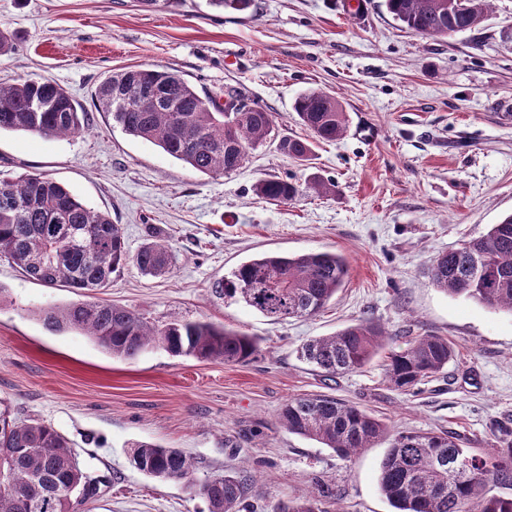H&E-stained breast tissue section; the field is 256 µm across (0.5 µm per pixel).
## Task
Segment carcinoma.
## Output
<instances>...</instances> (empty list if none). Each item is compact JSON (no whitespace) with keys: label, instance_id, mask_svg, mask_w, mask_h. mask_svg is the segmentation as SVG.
Returning a JSON list of instances; mask_svg holds the SVG:
<instances>
[{"label":"carcinoma","instance_id":"1","mask_svg":"<svg viewBox=\"0 0 512 512\" xmlns=\"http://www.w3.org/2000/svg\"><path fill=\"white\" fill-rule=\"evenodd\" d=\"M450 0H385L394 20L423 36L446 37L478 29L492 0H465L467 7L448 9ZM96 99L101 111L128 135L156 144L169 156L211 178L237 171L251 150L273 130V113L249 103L237 90L224 99L251 108L226 112L217 96L200 94L172 69L130 67L103 80ZM300 124L318 141H336L347 132L349 116L336 97L309 89L294 101ZM84 111L57 82L25 78L0 83V131L40 137L75 136L85 130ZM288 157L310 160L313 143L284 138ZM334 185L314 176L305 185L290 179L258 181V196L288 203L311 191L319 196ZM0 255L49 287L76 291L105 288L112 274L133 263L141 274L170 273L174 255L167 244L148 242L130 254L120 225L62 184L42 174L0 178ZM345 257L332 252L298 255L265 253L246 261L215 288L228 301H243L265 318L279 322L319 313L348 276ZM434 285L447 294L475 300L512 313V214L484 234L438 254L430 266ZM44 327L55 333L79 331L117 358L133 359L150 347L173 356L235 365L257 352L254 338L210 322L174 319L150 324L135 311L101 301H79L38 310ZM395 335L380 323L362 318L330 336L311 339L300 357L328 381L364 368L384 348L386 382L410 394L443 372L453 355L448 339L426 334L403 350L391 348ZM291 434L315 440L347 463L388 439L377 483L395 512H512V497L489 495V484L512 483V441L487 455L462 448L446 431H395L358 405L330 393L288 400L279 412ZM132 461L140 472L159 480H182L205 499L208 512H251L250 476L241 472L196 480L194 459L177 448L136 443ZM0 465L7 468L19 496L0 489V512H71L69 490L95 498L101 480L80 466L66 439L53 427L12 417L0 402ZM316 492L281 504L278 512H341L336 487L318 480Z\"/></svg>","mask_w":512,"mask_h":512}]
</instances>
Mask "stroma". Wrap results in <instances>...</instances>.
<instances>
[{
  "mask_svg": "<svg viewBox=\"0 0 512 512\" xmlns=\"http://www.w3.org/2000/svg\"><path fill=\"white\" fill-rule=\"evenodd\" d=\"M15 34L0 82L47 77L88 114L84 133L41 138L0 132V176L40 172L120 224L127 248L166 241L170 274H113L98 300L147 321H207L257 339L250 362L175 357L160 347L112 357L77 332L53 333L36 311L79 296L26 278L0 258V401L17 418L49 425L104 485L91 512H207L184 482L144 475L133 444L177 448L197 480L251 475L256 512L335 485L344 512H392L377 475L382 440L352 463L282 427L288 400L330 393L395 429L448 430L485 454L512 429V313L444 293L429 276L439 252L478 237L512 213V0H494L475 31L448 38L401 28L385 0L346 12L340 0H255L245 13L208 0H0ZM167 67L198 91L234 88L275 116L267 141L237 171L202 175L100 112L99 84L126 67ZM311 88L335 95L350 117L345 136L314 145L308 165L279 148L309 137L292 109ZM334 181L325 197L276 204L261 179ZM333 251L349 263L335 298L310 318L269 321L212 286L261 252ZM396 333L448 339L443 374L406 395L384 378V354L328 381L298 356L306 341L360 318Z\"/></svg>",
  "mask_w": 512,
  "mask_h": 512,
  "instance_id": "obj_1",
  "label": "stroma"
}]
</instances>
